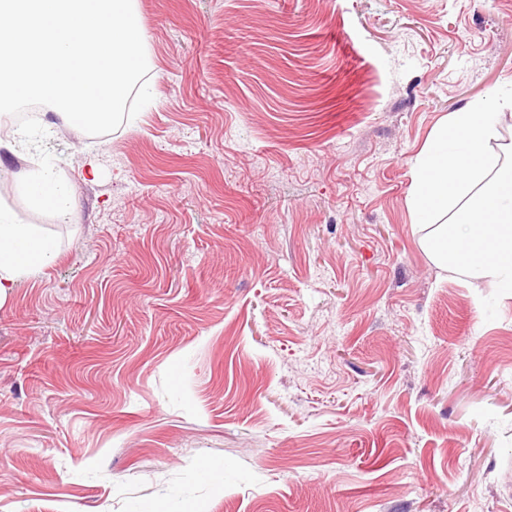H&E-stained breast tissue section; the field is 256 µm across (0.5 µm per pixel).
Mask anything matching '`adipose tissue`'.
Instances as JSON below:
<instances>
[{
	"label": "adipose tissue",
	"instance_id": "1",
	"mask_svg": "<svg viewBox=\"0 0 512 512\" xmlns=\"http://www.w3.org/2000/svg\"><path fill=\"white\" fill-rule=\"evenodd\" d=\"M512 98L454 112L415 164L411 208L427 234L423 244L435 265L512 292V163L494 164L488 148ZM48 129L25 131L23 140H0V149L25 146L30 165L15 186L28 207L58 217L73 214L72 185L41 147ZM59 247L38 225L0 208V302L23 278L53 263Z\"/></svg>",
	"mask_w": 512,
	"mask_h": 512
}]
</instances>
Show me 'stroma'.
Returning a JSON list of instances; mask_svg holds the SVG:
<instances>
[{
	"mask_svg": "<svg viewBox=\"0 0 512 512\" xmlns=\"http://www.w3.org/2000/svg\"><path fill=\"white\" fill-rule=\"evenodd\" d=\"M137 7L152 102L44 112L73 216L0 150L59 245L0 303V512H512V294L409 206L443 118L512 86V0Z\"/></svg>",
	"mask_w": 512,
	"mask_h": 512,
	"instance_id": "obj_1",
	"label": "stroma"
}]
</instances>
